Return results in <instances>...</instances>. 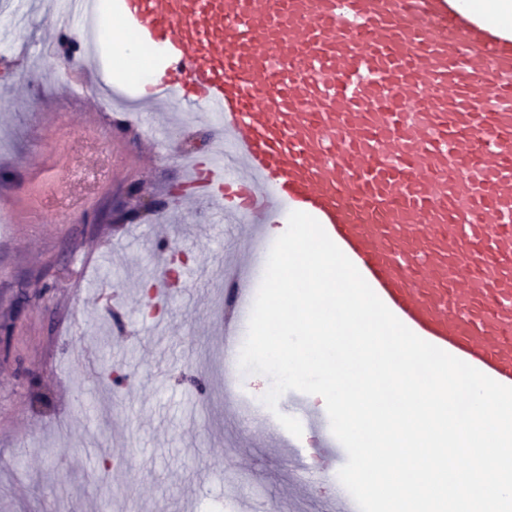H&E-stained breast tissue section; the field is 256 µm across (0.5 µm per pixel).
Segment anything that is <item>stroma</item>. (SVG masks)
Returning a JSON list of instances; mask_svg holds the SVG:
<instances>
[{
    "label": "stroma",
    "instance_id": "obj_1",
    "mask_svg": "<svg viewBox=\"0 0 512 512\" xmlns=\"http://www.w3.org/2000/svg\"><path fill=\"white\" fill-rule=\"evenodd\" d=\"M45 2L32 0L23 68L0 70V512H205L217 498L321 512L336 474H303L274 431L225 407L226 391L258 401L270 380L224 370L216 317L243 225L181 206L178 160L206 155L215 129L159 112L113 125L95 86L69 111L62 86L95 58L52 50ZM162 238L202 275L155 308L138 285L164 266ZM111 363L128 380L90 408ZM126 448L121 494L84 482Z\"/></svg>",
    "mask_w": 512,
    "mask_h": 512
}]
</instances>
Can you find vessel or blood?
Returning a JSON list of instances; mask_svg holds the SVG:
<instances>
[{
	"label": "vessel or blood",
	"instance_id": "vessel-or-blood-1",
	"mask_svg": "<svg viewBox=\"0 0 512 512\" xmlns=\"http://www.w3.org/2000/svg\"><path fill=\"white\" fill-rule=\"evenodd\" d=\"M153 99L225 135L186 207L250 233L225 280L246 327L271 228L319 221L421 339L512 386V33L453 0H114ZM322 469L344 450L324 436Z\"/></svg>",
	"mask_w": 512,
	"mask_h": 512
}]
</instances>
